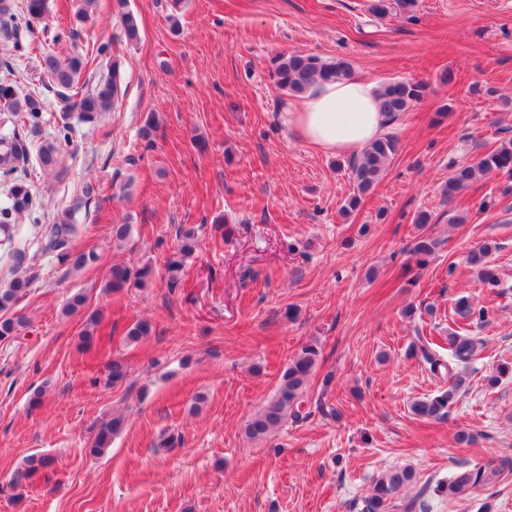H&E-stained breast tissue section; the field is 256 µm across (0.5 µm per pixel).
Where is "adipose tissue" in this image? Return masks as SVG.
<instances>
[{
    "mask_svg": "<svg viewBox=\"0 0 512 512\" xmlns=\"http://www.w3.org/2000/svg\"><path fill=\"white\" fill-rule=\"evenodd\" d=\"M379 87L362 78L316 85L289 102L283 121L303 143L329 155H359L391 122L382 112Z\"/></svg>",
    "mask_w": 512,
    "mask_h": 512,
    "instance_id": "1",
    "label": "adipose tissue"
}]
</instances>
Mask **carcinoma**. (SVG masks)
Masks as SVG:
<instances>
[{"label":"carcinoma","mask_w":512,"mask_h":512,"mask_svg":"<svg viewBox=\"0 0 512 512\" xmlns=\"http://www.w3.org/2000/svg\"><path fill=\"white\" fill-rule=\"evenodd\" d=\"M416 0H372L369 12L375 17H384L392 13L409 14L414 12ZM23 15H18L12 0H0V31L9 32L18 27L19 21L30 24L41 21L48 13V0H25ZM124 35L130 42L139 39V23L130 11L121 14ZM42 69L55 93L66 123L53 140L45 141L38 150L40 168L50 174L58 168L62 142L69 140L71 125L68 119L76 116L81 123L90 124L97 115L113 106L117 96L115 77L104 78L95 89L84 95L76 92L82 71L87 65L83 58L73 56L65 60L55 55H41ZM269 76L274 85L285 95L299 96L306 93L315 82L336 81L352 77V66L346 60L328 61L319 55L305 52L278 54L269 60ZM429 93L425 82L416 80H392L379 88L382 111L395 115L406 111L413 103L424 99ZM0 112L6 117L19 114L36 125L41 119L44 107L41 101L31 95L18 96L15 81H0ZM398 152L397 140L384 135L369 143L353 160L349 161L352 178L356 187L343 205V210H355L362 196L371 191L385 176L386 171ZM27 143L18 137H0V175L8 178L19 167L28 162ZM503 174L512 178V141L483 155L476 163L455 169L448 177L444 194L454 198L455 194L467 188L477 178L490 174ZM32 197L29 187L20 181L14 182L6 194V202L0 206V235L3 241L12 242V221L16 215L29 210ZM72 216L65 213L49 228L51 246L62 262L76 268L92 266L99 260L94 251L74 253L71 242L76 233V225L71 223ZM197 241L192 230L182 234V244L178 251L165 264L168 286L174 288L181 280L183 259L195 250ZM441 242L422 232L415 237L410 253L417 266L423 267L429 258L436 254ZM492 244L486 243L469 256L478 280L488 288L498 286L496 273L488 265L487 257ZM151 275L148 266L134 267L127 264H114L106 273L104 288L118 292L125 288H141ZM29 280L22 276L13 278L8 287L0 289V311L8 309L27 294ZM456 314L464 325L448 328V356H443L438 345L420 329L409 345V352L419 365L433 377L448 378V389L441 394L411 405L414 415L426 419H440L448 413L456 395L465 386L466 378L460 366L469 363L480 355L485 342L470 333V327L485 321V307L473 303L467 297H461L455 304ZM320 353L314 343H307L288 363L281 375L275 395L244 425L245 435L251 440H262L268 434L292 421L301 422L309 416L302 410L304 392L315 370ZM121 427V419L114 417L100 424L90 442L89 451L94 456H102L111 447L112 436ZM499 475L497 469L459 468L448 478V494L462 496L480 485L489 484ZM416 474L410 468L391 470L382 474L373 484L362 505L363 512H427L428 502L419 493L401 501L395 498L398 490L415 481Z\"/></svg>","instance_id":"cac0c4a2"}]
</instances>
